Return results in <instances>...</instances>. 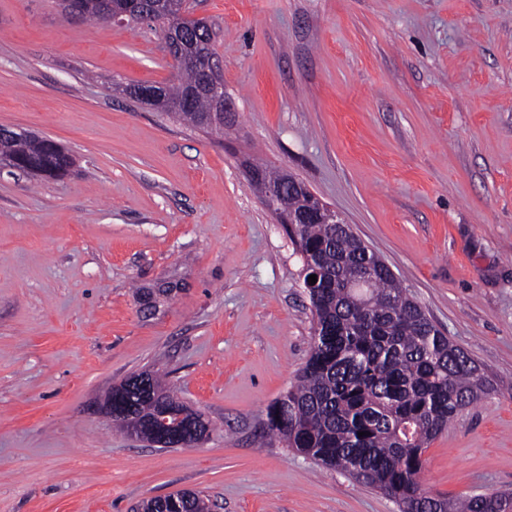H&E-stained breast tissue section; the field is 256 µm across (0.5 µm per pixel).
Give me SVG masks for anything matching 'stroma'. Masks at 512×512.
<instances>
[{"instance_id":"obj_1","label":"stroma","mask_w":512,"mask_h":512,"mask_svg":"<svg viewBox=\"0 0 512 512\" xmlns=\"http://www.w3.org/2000/svg\"><path fill=\"white\" fill-rule=\"evenodd\" d=\"M191 7L236 114L221 134L126 95L176 78L159 27L0 0V128L73 158L0 170V512L183 490L211 512H398L267 432L312 313L257 161L329 204L497 384L425 450L424 488L512 492V0ZM145 371L213 424L199 444L113 427L107 395Z\"/></svg>"}]
</instances>
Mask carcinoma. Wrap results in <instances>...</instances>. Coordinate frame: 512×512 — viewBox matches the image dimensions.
<instances>
[{
    "mask_svg": "<svg viewBox=\"0 0 512 512\" xmlns=\"http://www.w3.org/2000/svg\"><path fill=\"white\" fill-rule=\"evenodd\" d=\"M103 0H84L83 18L107 21ZM148 14L168 16V41L194 56H212V32L195 22L181 26L184 0H149ZM160 110L196 128L224 131L210 122L214 99L193 67L159 88ZM19 155L21 170L48 176L67 171L71 158L52 141L0 135V156ZM303 258L319 273L306 289L313 326L309 357L294 384L267 407L268 432L286 447L346 473L394 499L400 512H512V494L491 493L459 501L424 499L422 455L458 414L494 384L480 365L454 345L409 297L387 265L347 224L284 225ZM141 375L112 390V421L152 441L163 433L156 415L178 397L158 377ZM137 512H210L196 492L142 501Z\"/></svg>",
    "mask_w": 512,
    "mask_h": 512,
    "instance_id": "obj_1",
    "label": "carcinoma"
}]
</instances>
